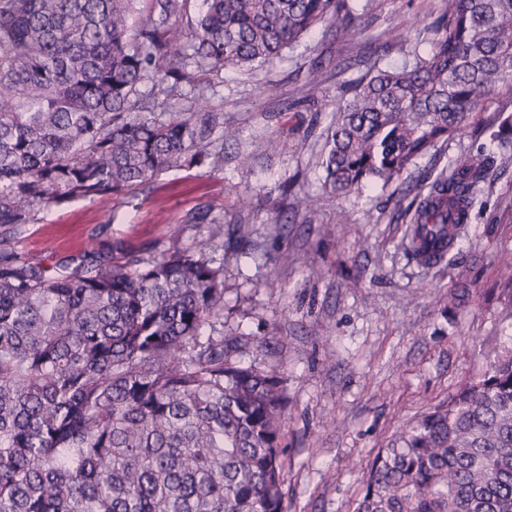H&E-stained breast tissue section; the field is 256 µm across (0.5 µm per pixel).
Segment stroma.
Returning <instances> with one entry per match:
<instances>
[{
    "mask_svg": "<svg viewBox=\"0 0 512 512\" xmlns=\"http://www.w3.org/2000/svg\"><path fill=\"white\" fill-rule=\"evenodd\" d=\"M442 0H382L357 42L315 29L273 66L208 76L179 106L220 112L238 143L214 133L224 162L161 173L134 193L43 207L16 246L44 265L111 245L113 254L159 255L173 240L205 244L220 224L224 333L243 364L273 371L288 401L282 426L287 512H355L363 477L403 425L484 372L512 336V145L497 150L455 266L428 269L402 249L403 210L463 152L488 145L512 115V89L488 95L461 130L402 179L338 198L320 162L331 112L348 81L372 64L399 65L437 39ZM277 140L276 153L262 149ZM255 153L251 168L235 159ZM205 224L192 222L194 214ZM469 300L451 304L459 289Z\"/></svg>",
    "mask_w": 512,
    "mask_h": 512,
    "instance_id": "obj_1",
    "label": "stroma"
}]
</instances>
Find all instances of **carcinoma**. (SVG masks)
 Listing matches in <instances>:
<instances>
[{
    "label": "carcinoma",
    "instance_id": "1",
    "mask_svg": "<svg viewBox=\"0 0 512 512\" xmlns=\"http://www.w3.org/2000/svg\"><path fill=\"white\" fill-rule=\"evenodd\" d=\"M0 0V512H286L278 376L245 366L224 263L172 243L98 248L51 271L15 250L46 205L119 197L207 150L220 112L185 86L274 64L321 25L362 30L349 0ZM432 52L370 67L336 100L323 184L402 179L512 80V0H444ZM151 84L145 91L142 86ZM494 140L512 144V115ZM493 164L451 160L415 205L409 253L459 250ZM356 512H512V348L376 455Z\"/></svg>",
    "mask_w": 512,
    "mask_h": 512
}]
</instances>
